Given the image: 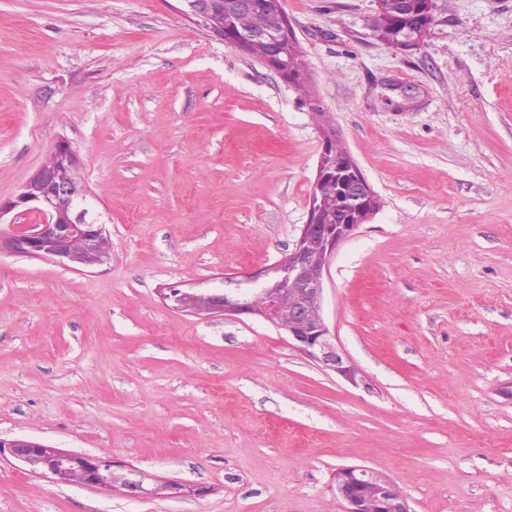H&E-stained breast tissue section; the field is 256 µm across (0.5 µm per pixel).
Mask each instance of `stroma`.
<instances>
[{"instance_id": "obj_1", "label": "stroma", "mask_w": 512, "mask_h": 512, "mask_svg": "<svg viewBox=\"0 0 512 512\" xmlns=\"http://www.w3.org/2000/svg\"><path fill=\"white\" fill-rule=\"evenodd\" d=\"M283 0L303 81L179 0H0V203L61 140L105 224L86 271L0 253V439L106 454L196 498L128 500L0 459V512H342L362 467L410 512H512V0ZM379 198L332 258L355 387L257 316L171 308L282 262L325 132ZM427 3L430 10L434 9L431 0H378L377 13L371 29L375 36L392 44L406 32L426 34L433 18L422 7Z\"/></svg>"}]
</instances>
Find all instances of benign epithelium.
I'll return each mask as SVG.
<instances>
[{
    "mask_svg": "<svg viewBox=\"0 0 512 512\" xmlns=\"http://www.w3.org/2000/svg\"><path fill=\"white\" fill-rule=\"evenodd\" d=\"M180 12L207 27L202 0H179ZM214 35L233 49L243 52L257 41L269 45L264 63L290 82H296L292 57L296 41L290 26L280 32L257 28L229 27ZM58 178L46 168L26 182L15 199L0 206L36 212V224H15L0 237V251L21 257L49 259L71 270H86L104 264L110 257L104 225L92 217V206L84 195L63 192L68 179L77 174L78 157L69 142H57L50 152ZM345 167L336 165V139L324 134L316 178L311 192L307 223L293 251L280 264L245 279L261 281V287L227 288L222 292L190 293L171 288L164 298L178 310H196L223 315H259L285 331L288 344L324 369L352 385H359L358 370L350 363L332 334L324 314V282L337 248L366 223L376 207V193L357 170L350 156ZM339 179L347 199L341 222L326 223L320 184ZM9 454L25 469L58 485L112 491L132 499L198 496L202 488L174 482H160L110 457L62 450L38 441L0 440V456ZM336 493L343 512H410L406 499L392 484L359 467L336 472Z\"/></svg>",
    "mask_w": 512,
    "mask_h": 512,
    "instance_id": "obj_1",
    "label": "benign epithelium"
}]
</instances>
